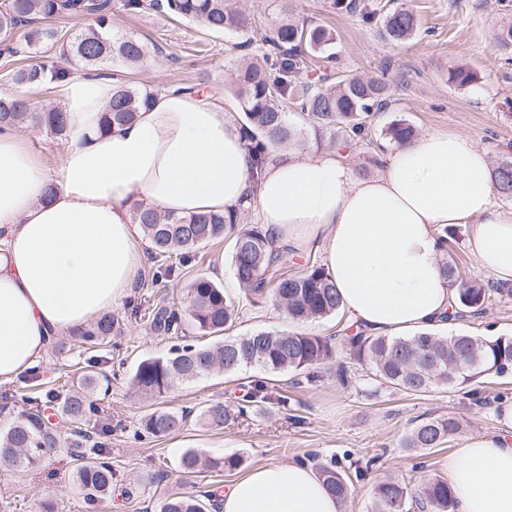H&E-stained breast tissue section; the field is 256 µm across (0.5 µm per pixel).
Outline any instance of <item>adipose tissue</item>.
I'll use <instances>...</instances> for the list:
<instances>
[{
  "instance_id": "ef3b65f1",
  "label": "adipose tissue",
  "mask_w": 512,
  "mask_h": 512,
  "mask_svg": "<svg viewBox=\"0 0 512 512\" xmlns=\"http://www.w3.org/2000/svg\"><path fill=\"white\" fill-rule=\"evenodd\" d=\"M68 114L57 179L17 131H0V384L35 366L52 341L111 314L145 260L134 214L178 216L255 206L275 244L319 256L342 309L378 335L444 324L455 302L435 225L467 224L469 246L512 283V209L496 207L486 152L463 133L397 146L371 176L337 150L269 157L257 194L242 131L207 95L166 88L134 122L104 131L112 77L55 82ZM460 512H512V442L491 431L448 458ZM221 512H343L305 464L271 462L233 481Z\"/></svg>"
}]
</instances>
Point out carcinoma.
<instances>
[{"mask_svg":"<svg viewBox=\"0 0 512 512\" xmlns=\"http://www.w3.org/2000/svg\"><path fill=\"white\" fill-rule=\"evenodd\" d=\"M128 13L145 9L164 11L200 26L208 32H234L247 35L236 45L241 51L254 44L251 19L234 9L230 0H122ZM96 17L97 27L67 39L58 30L36 22L57 16ZM385 37L396 43L408 40L417 29L415 15L406 9H394L381 17ZM30 27L26 44L59 46L60 58L85 70H95L116 62L127 67L143 65L150 57L147 45L126 34L112 31L111 0H0V40L9 41L19 27ZM261 58L248 64L234 78L230 89L244 114L246 147L254 155L252 177L259 172L270 152L300 141L301 132L288 121V110L308 116L319 129H343L351 139H363L367 118L388 106L385 84L374 79L344 76L329 82L323 76L316 82L304 78L306 54L319 53L331 59L336 55L335 33L320 24L284 23L263 38ZM70 74L64 67L37 64L17 74L21 84L39 85ZM152 93L133 89L117 81L112 99L102 113L101 128L109 129L132 122L146 106ZM33 107L23 96L0 97V129H14L28 122ZM38 126L62 134L67 131L68 116L61 110H48L37 116ZM415 134L414 128L396 120L385 129V137L400 142ZM497 190L512 197V162L501 163L492 171ZM136 220L150 242L154 259L178 250L199 249L224 237L226 226L234 234L231 267L239 286L257 303L273 296L288 316L298 322L321 319L338 313L340 296L324 270L312 263L299 274L276 276L286 258L285 248H275L264 229L255 224L237 225V212L198 213L188 216L161 215L153 211L137 214ZM442 272L454 288L453 319L466 313L484 311L488 289L462 276L452 258L442 263ZM186 317L168 303L160 301L147 315L149 329L156 335L178 333L182 321L204 335L219 336L232 321L234 306L224 288L200 276L187 289ZM117 331L114 317L107 315L74 335V342L86 351H103L111 345ZM343 347L360 364L367 366L372 380L380 386L404 393H426L440 387H465L491 376L512 375V338H480L466 333L442 336L433 330L410 336H376L363 330L334 338L313 333L278 330H254L213 345L191 343L177 345L167 353L142 360L131 375V385L145 398L162 397L176 381L193 382L215 372L236 373L257 367L267 374L292 372L314 382L319 368L335 359ZM110 375L103 369H86L81 390L52 394L58 401V413L71 425L61 434L56 424L45 417L41 400L25 398L30 405L0 433V462L24 468L40 459L65 451L78 462V486L90 507L112 495L114 472L109 449L89 429L96 407L92 396L109 391ZM288 398L268 392L264 381H257L230 408L220 402L200 414L204 422L223 427L240 416L263 413L271 405L285 407ZM188 414L157 408L142 419L143 429L153 435L170 434L186 422ZM459 423L451 417L426 419L411 429L403 447L415 451L431 450L448 442L458 433ZM237 457L215 459L194 449L181 456L179 468L196 473L205 467L224 465L235 468ZM317 475L326 489L344 502L351 495L348 476L331 461L317 467ZM407 489L401 483L384 480L377 484L372 512H405ZM418 507L428 512H455L456 499L448 481L432 479L423 491ZM217 500L207 491L176 493L160 503L159 512H214Z\"/></svg>","mask_w":512,"mask_h":512,"instance_id":"1","label":"carcinoma"}]
</instances>
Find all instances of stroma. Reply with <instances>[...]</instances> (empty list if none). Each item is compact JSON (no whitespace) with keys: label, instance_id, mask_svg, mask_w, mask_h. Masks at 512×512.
Here are the masks:
<instances>
[{"label":"stroma","instance_id":"1","mask_svg":"<svg viewBox=\"0 0 512 512\" xmlns=\"http://www.w3.org/2000/svg\"><path fill=\"white\" fill-rule=\"evenodd\" d=\"M358 10L333 8L332 0H232L237 10L256 22L259 32L272 33L283 17L324 24L336 35V57L311 56L307 74L316 78L360 75L381 79L389 86L387 111L374 115L369 139L347 148V160L360 174H372L381 165L382 151L392 150V141L381 131L392 120L403 119L418 133L452 131L468 134L487 152L491 165L512 161V53L497 48L503 28L512 24V0H360ZM395 8L413 12L418 21L415 35L402 43L382 39L376 22L364 20V12L383 14ZM114 31L148 43L153 54L142 67L127 69L104 65L114 75L140 89L159 91L183 86L211 92L212 103L243 114L234 96L227 92L239 69L241 37L236 33H211L194 23L161 11L129 14L115 8ZM55 48L24 47L13 57L0 56V96L22 95L34 109L60 105L55 91L28 88L13 76L34 64L58 62ZM470 68L476 82L461 86L453 82L458 67ZM443 236L441 258H454L468 279L492 288L495 281L480 269L467 241L470 227L452 224L437 228ZM232 241L224 239L188 255L172 254L168 264L174 272L153 283L156 266L146 258L129 300L114 307L118 331L109 354L114 377L108 393L98 395L99 425L109 430L105 438L115 476L112 496L97 512H158L161 501L177 492L222 489L266 462L339 461L346 473L357 463L376 458L365 479L354 482L344 512H371L375 487L384 479L406 486L409 499L421 498L426 483L447 477L450 455L465 438L497 428L496 407L512 401V379L485 378L464 389H438L418 395L380 387L370 379L364 365L339 353L336 363L323 366L313 383L295 384L293 375L275 376L277 393L287 396V407L242 418L224 428H211L199 420L200 412L215 401L234 404L243 385L260 378L256 369L234 374L215 373L191 383H175L161 399L150 400L135 393L129 378L145 358L162 355L177 345L174 337L151 333L145 320L134 317L135 308H147L166 300L179 309L188 306L187 288L199 276L214 277L235 304V317L224 337L245 335L256 329L311 332L333 336L349 326L346 313L309 323L292 321L273 299L253 303L234 279L221 272L219 262L231 259ZM478 318L449 323L447 333L464 331L474 336H512V293L494 292ZM88 353L64 350L45 352L32 372L10 384L0 385V398L8 397L0 411V430H6L23 410L22 397L35 391L76 389L79 369L87 365ZM187 412L185 425L167 435H151L141 422L150 408ZM453 417L461 424L459 434L432 450L412 451L402 446L403 437L425 418ZM189 449L206 456L240 457L239 467L211 468L198 474L180 472L178 460ZM76 464L66 454L43 459L20 470L0 468V512H90L74 483Z\"/></svg>","mask_w":512,"mask_h":512}]
</instances>
